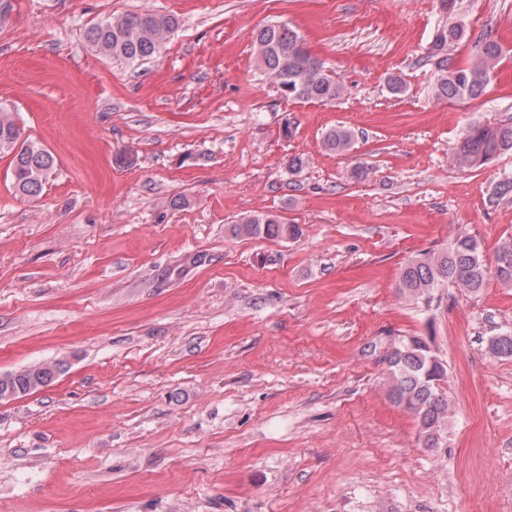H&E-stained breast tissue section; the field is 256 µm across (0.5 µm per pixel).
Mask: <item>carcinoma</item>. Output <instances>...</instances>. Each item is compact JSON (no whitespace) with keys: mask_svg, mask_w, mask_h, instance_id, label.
Listing matches in <instances>:
<instances>
[{"mask_svg":"<svg viewBox=\"0 0 512 512\" xmlns=\"http://www.w3.org/2000/svg\"><path fill=\"white\" fill-rule=\"evenodd\" d=\"M174 15L150 11L134 12L91 25L87 40L103 55L127 63L150 60L177 28ZM465 36L462 24L437 29L431 51L440 52L459 44ZM261 69L286 98L332 104L341 96L342 84L329 74L324 62L304 45L299 34L284 24H267L255 36ZM502 57L501 47L488 41L477 48L462 66L452 67L438 77L434 94L438 99L476 100L486 94L491 74ZM353 135L344 127L328 131L324 147L338 154L352 148ZM512 151V124L475 123L468 127L452 155L460 168H479ZM0 153L12 155L11 180L16 193L38 196L53 169L54 158L39 143L22 138L21 128L10 112H0ZM232 236L243 239L294 240L301 235L297 224L279 217L256 215L228 225ZM504 283H512V237L503 239L495 252L494 268H489L477 240L458 235L448 246L407 260L401 267L399 291L419 300L430 297L436 288L449 285L478 292L485 287L490 272ZM489 348L502 356H512V334L489 340ZM392 379L390 396L409 411L419 424L427 448H437L448 419V402L437 382L444 366L432 353L425 338L414 336L396 347L388 357ZM62 364L28 366L0 375V401L32 394L49 385Z\"/></svg>","mask_w":512,"mask_h":512,"instance_id":"1","label":"carcinoma"}]
</instances>
